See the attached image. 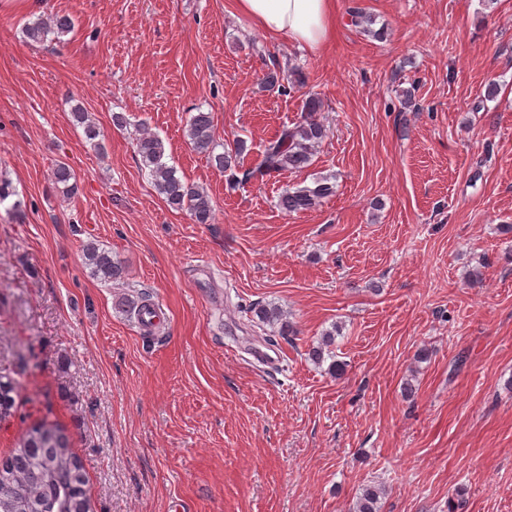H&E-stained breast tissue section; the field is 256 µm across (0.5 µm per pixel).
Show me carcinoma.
Masks as SVG:
<instances>
[{
    "label": "carcinoma",
    "instance_id": "1",
    "mask_svg": "<svg viewBox=\"0 0 512 512\" xmlns=\"http://www.w3.org/2000/svg\"><path fill=\"white\" fill-rule=\"evenodd\" d=\"M73 21L67 15H49L29 21L23 27L24 38L32 43L46 41L48 35L58 37L71 31ZM320 102L314 97L306 100L307 117L292 127H284L275 140L266 146L257 167L243 173L244 179H262L283 171L300 170L312 165L315 148L326 137L325 126L312 118ZM74 124L84 128L88 139L99 136L91 116L82 107L72 111ZM187 137L193 148L208 154L221 171H234L246 141L238 139L224 152L214 153V121L211 113L198 111L187 124ZM135 152L149 170L158 194L173 210L186 211L197 224H209L214 219L212 197L202 187L177 176L175 166L165 161V149L158 136L140 129ZM55 185L69 196L76 189V176L69 166L60 162L52 172ZM335 184L322 177L311 186L285 191L279 206L287 212L308 210L334 193ZM85 258L93 275L104 282H113L124 275L122 266L112 259V252L89 244ZM250 312L262 324L274 329L280 336L294 333L284 311L276 304H256ZM335 341V331L324 333L321 341L311 349V360L320 364ZM19 383L12 377L0 375V417L15 406ZM88 479L79 458L72 452L68 437L54 424L42 421L31 426L11 454L0 461V512H90ZM384 490L375 485L361 488L354 512H380Z\"/></svg>",
    "mask_w": 512,
    "mask_h": 512
}]
</instances>
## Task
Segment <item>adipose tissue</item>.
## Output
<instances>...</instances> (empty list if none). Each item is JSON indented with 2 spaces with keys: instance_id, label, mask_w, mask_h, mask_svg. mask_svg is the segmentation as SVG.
I'll return each instance as SVG.
<instances>
[{
  "instance_id": "ef3b65f1",
  "label": "adipose tissue",
  "mask_w": 512,
  "mask_h": 512,
  "mask_svg": "<svg viewBox=\"0 0 512 512\" xmlns=\"http://www.w3.org/2000/svg\"><path fill=\"white\" fill-rule=\"evenodd\" d=\"M240 14L268 36L320 50L334 30V0H236Z\"/></svg>"
}]
</instances>
